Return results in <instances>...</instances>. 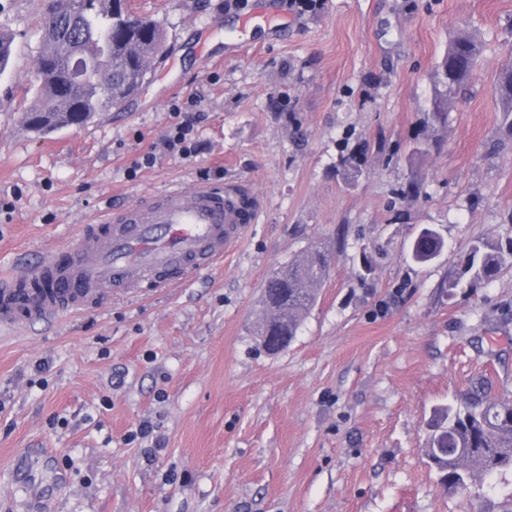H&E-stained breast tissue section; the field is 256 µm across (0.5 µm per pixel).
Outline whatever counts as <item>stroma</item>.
<instances>
[{
	"mask_svg": "<svg viewBox=\"0 0 512 512\" xmlns=\"http://www.w3.org/2000/svg\"><path fill=\"white\" fill-rule=\"evenodd\" d=\"M51 3L0 0L13 37L0 275L172 185L244 184L260 215L185 286L0 329V512H500L511 471L449 491L426 440L434 410L476 386L512 399V267L448 287L476 241L512 239V127L496 89L512 0H317L302 15L289 0H132L174 49L170 74L39 136L22 114ZM264 14L279 32L244 21ZM465 33L482 47L468 91L430 123L435 70ZM175 82L198 99L189 158L162 146ZM424 227L447 248L418 264L408 245ZM313 244L330 274L294 340L268 354L263 284ZM27 449L24 484L13 463Z\"/></svg>",
	"mask_w": 512,
	"mask_h": 512,
	"instance_id": "obj_1",
	"label": "stroma"
}]
</instances>
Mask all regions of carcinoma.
<instances>
[{"label":"carcinoma","mask_w":512,"mask_h":512,"mask_svg":"<svg viewBox=\"0 0 512 512\" xmlns=\"http://www.w3.org/2000/svg\"><path fill=\"white\" fill-rule=\"evenodd\" d=\"M53 8L36 56L37 87L25 123L37 134L81 126L99 112L121 108L147 80L151 59L163 49V29L134 14L129 0H67L61 17ZM480 57L467 34L448 47L436 72L437 95L427 119L443 123L449 105L463 92ZM502 111L512 115V68L497 78ZM446 247L442 236L422 228L410 244L411 257L428 262ZM512 265V242L474 244L448 284L453 290L489 282ZM331 260L319 246L276 270L263 288L259 335L268 351H280L297 335L300 317L316 300V286L328 275ZM428 457L448 489L467 488L477 479L512 468V400L480 396L462 409L448 407L432 426ZM461 452L448 455V449Z\"/></svg>","instance_id":"carcinoma-1"}]
</instances>
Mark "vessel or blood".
I'll return each instance as SVG.
<instances>
[{
	"mask_svg": "<svg viewBox=\"0 0 512 512\" xmlns=\"http://www.w3.org/2000/svg\"><path fill=\"white\" fill-rule=\"evenodd\" d=\"M238 184L169 188L106 211L78 243L45 256L33 272L0 278V327L77 313L118 290L167 288L223 261L255 221Z\"/></svg>",
	"mask_w": 512,
	"mask_h": 512,
	"instance_id": "obj_1",
	"label": "vessel or blood"
}]
</instances>
